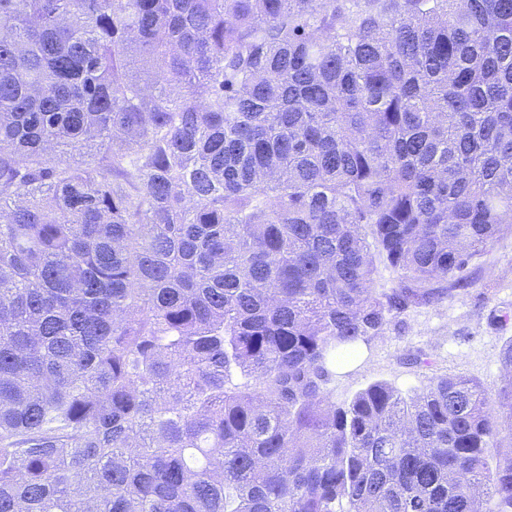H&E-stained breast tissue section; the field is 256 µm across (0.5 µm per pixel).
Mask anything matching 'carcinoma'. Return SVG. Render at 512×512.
Wrapping results in <instances>:
<instances>
[{
  "label": "carcinoma",
  "mask_w": 512,
  "mask_h": 512,
  "mask_svg": "<svg viewBox=\"0 0 512 512\" xmlns=\"http://www.w3.org/2000/svg\"><path fill=\"white\" fill-rule=\"evenodd\" d=\"M506 232L512 0H0V512H512V344L328 390Z\"/></svg>",
  "instance_id": "carcinoma-1"
}]
</instances>
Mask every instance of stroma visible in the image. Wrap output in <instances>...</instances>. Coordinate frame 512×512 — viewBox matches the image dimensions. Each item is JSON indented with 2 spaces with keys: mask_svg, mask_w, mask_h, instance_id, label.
<instances>
[{
  "mask_svg": "<svg viewBox=\"0 0 512 512\" xmlns=\"http://www.w3.org/2000/svg\"><path fill=\"white\" fill-rule=\"evenodd\" d=\"M471 281L464 293L388 325L359 358L337 370L332 399L343 402L376 381L410 392L445 374L470 377L496 395L504 383L503 349L512 342V320L496 319L499 311L512 312V234L474 260ZM419 352L426 354L427 366L406 364L407 356Z\"/></svg>",
  "mask_w": 512,
  "mask_h": 512,
  "instance_id": "obj_1",
  "label": "stroma"
}]
</instances>
